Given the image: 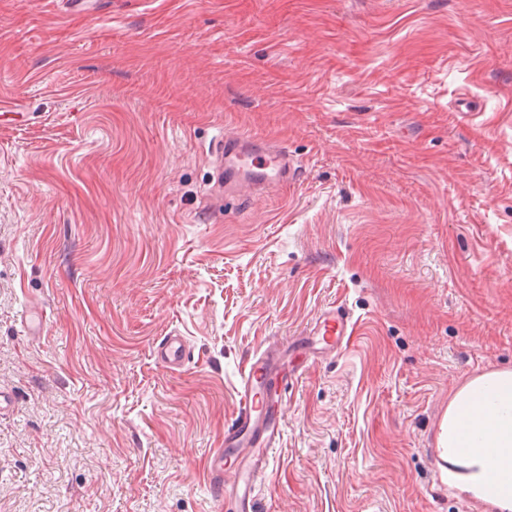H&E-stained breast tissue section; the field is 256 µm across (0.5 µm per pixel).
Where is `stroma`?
I'll list each match as a JSON object with an SVG mask.
<instances>
[{
	"instance_id": "obj_1",
	"label": "stroma",
	"mask_w": 512,
	"mask_h": 512,
	"mask_svg": "<svg viewBox=\"0 0 512 512\" xmlns=\"http://www.w3.org/2000/svg\"><path fill=\"white\" fill-rule=\"evenodd\" d=\"M236 133L295 177L220 193ZM331 307L254 512H489L429 450L512 368V0H0V512H236L241 375ZM349 320L336 308H329L321 312L308 332L307 340H310L312 353L318 348L316 344L324 345L331 349L340 346L345 336H348ZM156 358L169 369H179L184 366L189 353L182 336H164L154 350Z\"/></svg>"
}]
</instances>
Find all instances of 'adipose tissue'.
<instances>
[{
    "mask_svg": "<svg viewBox=\"0 0 512 512\" xmlns=\"http://www.w3.org/2000/svg\"><path fill=\"white\" fill-rule=\"evenodd\" d=\"M436 445L460 495L512 512V370L480 373L451 392Z\"/></svg>",
    "mask_w": 512,
    "mask_h": 512,
    "instance_id": "adipose-tissue-1",
    "label": "adipose tissue"
}]
</instances>
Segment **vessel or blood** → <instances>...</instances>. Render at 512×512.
<instances>
[{"instance_id":"obj_1","label":"vessel or blood","mask_w":512,"mask_h":512,"mask_svg":"<svg viewBox=\"0 0 512 512\" xmlns=\"http://www.w3.org/2000/svg\"><path fill=\"white\" fill-rule=\"evenodd\" d=\"M216 156L223 159L225 181L234 191L254 193L279 185L294 174L285 148L251 135L221 138ZM348 326L347 316L329 308L315 320L308 338L311 344L333 349L347 336ZM154 354L173 370L184 366L188 358L178 335L164 337ZM287 387L281 351L269 349L255 355L242 375L239 406L224 431V445L213 451L208 478L220 496L234 499L240 512H252L255 484L265 475L277 446Z\"/></svg>"}]
</instances>
